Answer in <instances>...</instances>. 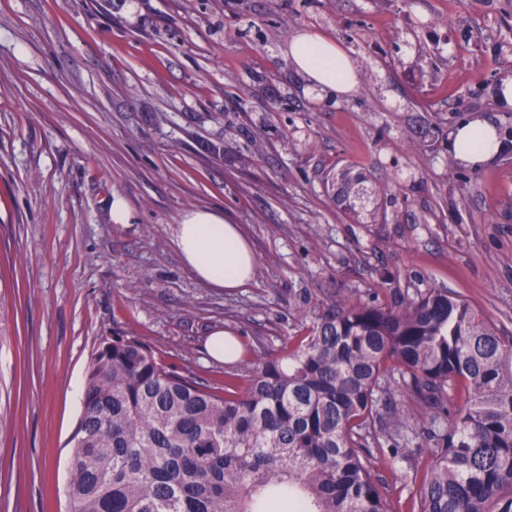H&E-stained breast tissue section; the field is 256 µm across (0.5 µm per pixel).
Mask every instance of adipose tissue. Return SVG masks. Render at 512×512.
<instances>
[{"instance_id": "ef3b65f1", "label": "adipose tissue", "mask_w": 512, "mask_h": 512, "mask_svg": "<svg viewBox=\"0 0 512 512\" xmlns=\"http://www.w3.org/2000/svg\"><path fill=\"white\" fill-rule=\"evenodd\" d=\"M289 57L319 95L343 99L356 85V74L347 53L335 41L315 30L295 36ZM502 148L495 125L473 119L459 125L449 151L460 161L477 165L493 159ZM184 264L196 278L212 288L232 291L252 278L256 255L239 225L222 212L194 208L185 211L174 239Z\"/></svg>"}]
</instances>
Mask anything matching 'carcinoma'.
I'll return each mask as SVG.
<instances>
[{"label": "carcinoma", "mask_w": 512, "mask_h": 512, "mask_svg": "<svg viewBox=\"0 0 512 512\" xmlns=\"http://www.w3.org/2000/svg\"><path fill=\"white\" fill-rule=\"evenodd\" d=\"M370 198L341 174L339 202ZM388 292L332 305L221 394L137 336L104 338L66 512H389L369 444L409 432L427 448L417 512H512V337L458 294Z\"/></svg>", "instance_id": "cac0c4a2"}]
</instances>
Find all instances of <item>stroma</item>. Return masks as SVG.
<instances>
[{"label":"stroma","mask_w":512,"mask_h":512,"mask_svg":"<svg viewBox=\"0 0 512 512\" xmlns=\"http://www.w3.org/2000/svg\"><path fill=\"white\" fill-rule=\"evenodd\" d=\"M426 10L447 12V42L408 25ZM309 29L354 63L343 101L288 58ZM506 78L512 0H0V512H65L73 390L104 337L210 390L247 368L209 356L212 330L275 355L337 302H386L389 281L448 289L512 335V152L452 169L447 142L457 109L501 120ZM345 168L381 219L337 203ZM199 207L250 239L245 287L184 265L175 226ZM408 455L372 451L390 512L417 498L425 453Z\"/></svg>","instance_id":"35a3bbf8"}]
</instances>
